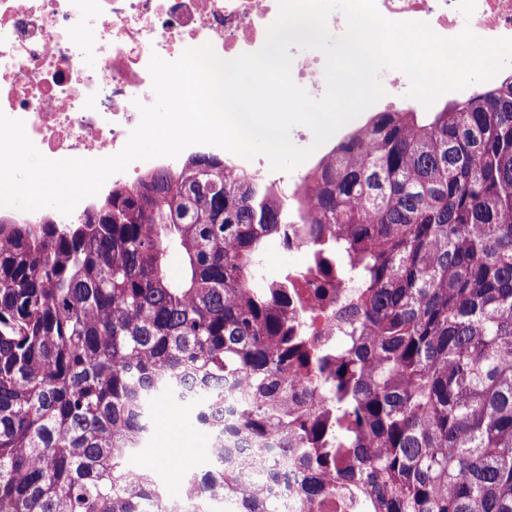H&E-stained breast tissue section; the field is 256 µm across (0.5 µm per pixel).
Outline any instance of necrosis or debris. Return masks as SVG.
Instances as JSON below:
<instances>
[{
	"instance_id": "1",
	"label": "necrosis or debris",
	"mask_w": 512,
	"mask_h": 512,
	"mask_svg": "<svg viewBox=\"0 0 512 512\" xmlns=\"http://www.w3.org/2000/svg\"><path fill=\"white\" fill-rule=\"evenodd\" d=\"M393 21H425L439 36L463 29L483 39L512 38V0H377ZM277 0H0V111L23 120L47 158H102L118 153L152 104V56L178 59L211 45L232 59L258 51ZM294 82L312 97L325 92V60L293 49ZM144 167L110 176L70 215L54 209H0L17 224H81L113 186L134 187Z\"/></svg>"
}]
</instances>
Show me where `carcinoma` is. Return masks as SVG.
<instances>
[{"instance_id": "carcinoma-1", "label": "carcinoma", "mask_w": 512, "mask_h": 512, "mask_svg": "<svg viewBox=\"0 0 512 512\" xmlns=\"http://www.w3.org/2000/svg\"><path fill=\"white\" fill-rule=\"evenodd\" d=\"M290 232L310 264L262 278ZM312 278L334 356L289 307ZM159 400L211 443L178 499L130 467ZM260 450L299 512H512V74L374 113L290 199L194 155L83 224L0 218V512H282ZM277 472L278 481L274 484L272 490L279 496L285 510L293 512L295 511L294 487L296 482L294 469L289 461L280 459Z\"/></svg>"}]
</instances>
